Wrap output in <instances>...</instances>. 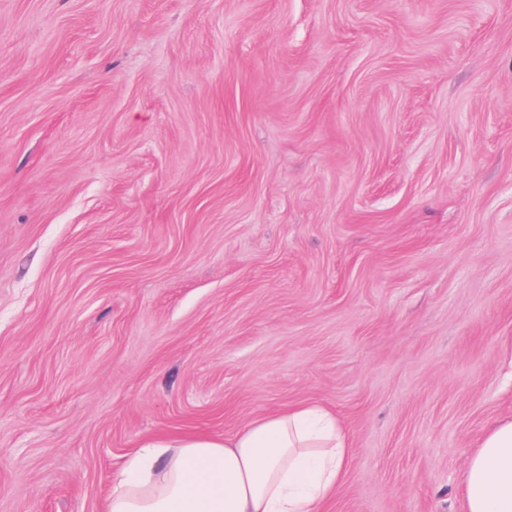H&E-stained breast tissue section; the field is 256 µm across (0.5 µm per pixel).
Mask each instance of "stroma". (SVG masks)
<instances>
[{"label":"stroma","instance_id":"35a3bbf8","mask_svg":"<svg viewBox=\"0 0 512 512\" xmlns=\"http://www.w3.org/2000/svg\"><path fill=\"white\" fill-rule=\"evenodd\" d=\"M302 403L326 512H462L512 417V0H0V512Z\"/></svg>","mask_w":512,"mask_h":512}]
</instances>
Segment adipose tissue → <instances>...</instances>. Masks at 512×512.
<instances>
[{
  "label": "adipose tissue",
  "mask_w": 512,
  "mask_h": 512,
  "mask_svg": "<svg viewBox=\"0 0 512 512\" xmlns=\"http://www.w3.org/2000/svg\"><path fill=\"white\" fill-rule=\"evenodd\" d=\"M348 436L317 404L262 415L217 438L144 440L112 475L103 512H322L350 466ZM465 512H512V418L467 458Z\"/></svg>",
  "instance_id": "1"
}]
</instances>
